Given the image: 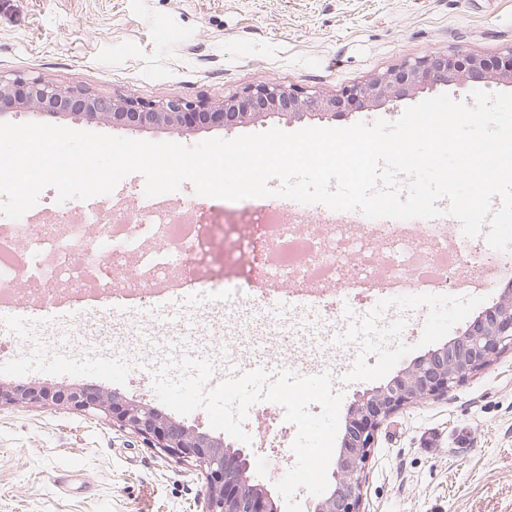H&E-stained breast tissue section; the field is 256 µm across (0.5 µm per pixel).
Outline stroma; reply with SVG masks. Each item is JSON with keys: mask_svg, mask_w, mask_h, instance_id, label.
Instances as JSON below:
<instances>
[{"mask_svg": "<svg viewBox=\"0 0 512 512\" xmlns=\"http://www.w3.org/2000/svg\"><path fill=\"white\" fill-rule=\"evenodd\" d=\"M510 47L512 0H0V79L40 78L150 104L171 99L213 104L259 83L330 97L431 53L491 58ZM422 99L418 93L303 123L272 115L229 130L205 127L191 134L155 126L136 137L192 146L274 127L287 132L304 125L344 128L397 119ZM0 120L125 134L121 127L84 118L21 110ZM155 201L193 210L209 224L211 263L174 267L165 280L176 288L211 287L208 302L179 313L134 314L116 330L108 302L100 301L93 319L61 328L47 318L53 302L36 298L28 282L14 281L15 304L40 311L20 326L19 335L87 334L95 342L83 358L114 356L129 362L130 369L117 385L100 374H60L49 365L57 353L50 346L15 372L9 364L24 357V349L15 336L5 335L0 337V385H94L156 407L154 383L136 364L177 358L187 345L180 334L186 323L202 337L217 368L228 351L242 364L265 360L306 368L330 354L340 363L356 358V378L338 388L346 410L459 336L503 290L480 270L462 278L464 283L482 280V287L448 288L433 305L389 298L380 316L404 324V338L364 357L350 344L329 354L314 345V337L332 335L346 313L368 312L371 303L340 287L326 291L317 306L285 309L275 320L255 311L242 316L246 299L223 292L225 279L236 278L246 266L253 212L273 210L284 223L329 236L312 205L293 211L287 199L265 197L253 199L252 210L243 211L231 201L197 195L188 182ZM243 428L252 439L245 446L251 480L274 489L295 464V426L285 420L281 406L259 400ZM364 476L362 512H512V350L448 393L393 415L376 434ZM206 486L198 467L176 462L103 416L54 404L0 406V512H201Z\"/></svg>", "mask_w": 512, "mask_h": 512, "instance_id": "1", "label": "stroma"}]
</instances>
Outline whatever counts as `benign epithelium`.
<instances>
[{
	"label": "benign epithelium",
	"mask_w": 512,
	"mask_h": 512,
	"mask_svg": "<svg viewBox=\"0 0 512 512\" xmlns=\"http://www.w3.org/2000/svg\"><path fill=\"white\" fill-rule=\"evenodd\" d=\"M468 83H512V47L494 58L430 54L378 74L367 82L324 98L294 88L257 84L213 108L179 99L158 104L132 97H103L84 89L62 88L38 78L13 82L0 78V104L50 115L66 114L121 125L130 131L166 126L190 131L197 126H233L283 113L301 120L308 115L336 116L344 108L362 109L398 102L418 90ZM512 350V292L447 344L414 361L384 386L367 393L349 411L328 490L309 504L308 512H361L363 474L381 425L404 407L444 394ZM67 404L81 412L102 414L182 462L204 470L207 493L202 512H278L268 491L247 476L248 457L206 432L190 429L158 409L129 402L94 386L53 391L38 386H0L3 404Z\"/></svg>",
	"instance_id": "obj_1"
}]
</instances>
